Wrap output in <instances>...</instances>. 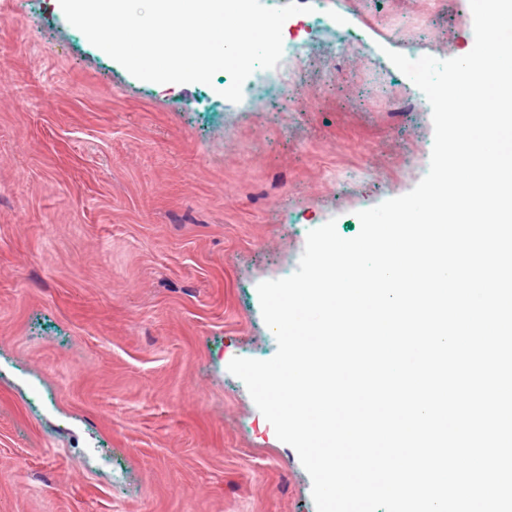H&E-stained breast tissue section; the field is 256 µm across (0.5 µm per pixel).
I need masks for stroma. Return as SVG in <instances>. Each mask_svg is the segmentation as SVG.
Wrapping results in <instances>:
<instances>
[{
    "label": "stroma",
    "mask_w": 512,
    "mask_h": 512,
    "mask_svg": "<svg viewBox=\"0 0 512 512\" xmlns=\"http://www.w3.org/2000/svg\"><path fill=\"white\" fill-rule=\"evenodd\" d=\"M234 103L132 77L57 0H0V512H315L245 385L259 282L409 192L433 143L387 59L463 56L469 0H325Z\"/></svg>",
    "instance_id": "35a3bbf8"
}]
</instances>
